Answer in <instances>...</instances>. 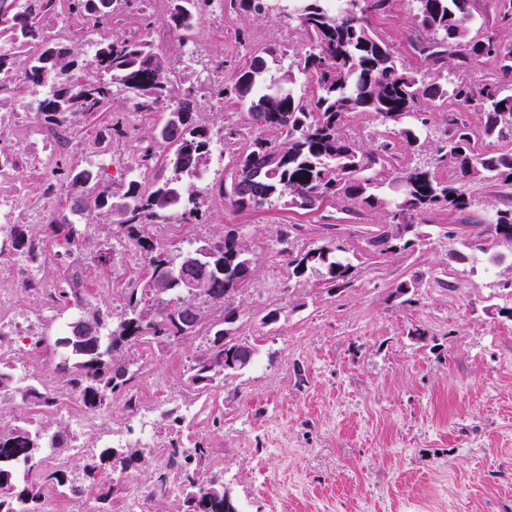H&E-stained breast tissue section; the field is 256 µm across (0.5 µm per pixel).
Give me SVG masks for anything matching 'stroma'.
<instances>
[{"instance_id":"35a3bbf8","label":"stroma","mask_w":512,"mask_h":512,"mask_svg":"<svg viewBox=\"0 0 512 512\" xmlns=\"http://www.w3.org/2000/svg\"><path fill=\"white\" fill-rule=\"evenodd\" d=\"M291 5L292 0H271L261 15L206 6L186 40L167 24L172 0H144L143 10L154 20L150 29L117 18L109 32H146L167 55L186 42L178 75L192 89L197 112L213 131L244 129L246 107L218 100L212 87L272 47L281 54L269 61L265 77L283 76L307 44L303 31L283 15ZM414 9L413 0H393L390 10L370 20L420 77L440 84L461 79L477 89L502 80L491 59L463 69L453 59L425 63L415 46L427 34ZM37 99V89L27 85L0 106V130L17 141L23 158L18 179L32 197L42 196V178L55 163L48 152L32 151L23 135L41 127L29 109ZM119 119L138 146L149 144L155 116L128 111L119 93L108 112L69 127L67 160L87 165L104 153L105 178H127L135 157L124 139L112 135ZM234 162L233 147H225L223 162L210 164L209 179L197 184L207 201L206 217L191 230L199 240L238 231L252 251L253 282L235 329L258 344L262 362L201 391L185 371L202 353V337L133 348L136 391L149 397L159 379L170 382L173 410L153 416L155 426L189 447L208 449L204 475L223 479L239 512H512V318L504 314L512 307V260H476L465 246L495 211L512 208V186L469 182L470 208L434 210L416 226L413 247L380 254L369 241L388 229L387 210L330 199L313 211L275 205L241 212L213 191L229 179ZM80 231L79 254L50 272L61 276L110 246L106 264L85 284V306L120 313L128 289L139 287L144 266L137 256L114 249L122 237L117 225L91 213ZM282 231L295 251L336 241L354 266L348 287L327 292L317 272L289 277L285 256L271 245ZM411 280L415 289L396 295V287ZM24 304L42 312L43 343H20L21 364L31 373L51 374L63 386L50 353L59 308L37 295ZM272 309L280 315L269 330L261 319ZM185 406L204 413L192 422L176 419L174 409ZM0 412L15 423L33 421L48 434L64 432L68 446L88 444L96 454L103 445L123 444L131 421L118 394L102 411L107 431L99 444L69 420L29 402H1ZM139 451L138 467L92 484L90 512L102 504L120 512L129 484L152 485L155 451L145 444Z\"/></svg>"}]
</instances>
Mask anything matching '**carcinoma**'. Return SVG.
<instances>
[{"label": "carcinoma", "instance_id": "carcinoma-1", "mask_svg": "<svg viewBox=\"0 0 512 512\" xmlns=\"http://www.w3.org/2000/svg\"><path fill=\"white\" fill-rule=\"evenodd\" d=\"M112 13L103 18L96 14L94 0H66L67 13L77 19L91 17L95 27H103L129 7L128 0H111ZM170 23L187 26L199 0H173ZM297 5L286 14L296 23L308 43L297 54L296 66L314 83V94L297 97L285 84L293 83L292 74L280 82L262 87L267 60L257 55L250 64L234 74L231 84L216 87V95L228 94L248 105L253 124L277 131L274 139L249 138L246 148L236 156L229 200L239 211H255L276 202L291 203L295 208L313 210L326 199L343 197L370 207H384L387 202L378 193L382 182L363 172L375 166L389 173L388 186L406 181L396 191L391 220L394 234H385L371 245L388 246L391 240L414 245L407 238L413 232L414 219H423L431 211L450 205L464 209L472 204L465 182L475 178L512 180V87L490 83L475 90L463 81L447 89L419 80L403 59L374 33L368 14L386 11L392 0H347L350 9L339 14L327 8V0H295ZM419 26L432 38L417 47L424 60L437 64L450 57L464 68L470 62L493 57L499 69L512 73V44L503 46L492 37L477 40L471 36L474 18L469 0H414ZM56 0H0V100L10 95L15 67L23 65L26 84L44 89L37 101L38 115L44 123L69 127L78 120L95 117L110 108L114 90L126 94L132 112L160 114L152 132L154 145L140 152L138 170L150 173L144 185L131 178L114 184L103 181L90 169H78L66 162L47 174L46 191L59 186L75 187L79 195L67 196L69 206L50 220L46 233L63 247L79 246V230L86 214L95 212L106 224L124 229L125 242L137 247L145 257V275L141 287L126 296L123 311L116 320L98 311H86L83 318L97 325L98 335L83 339L72 322L68 335L55 340L63 347V358L56 364L66 378V385L77 387V397L85 409L104 408L112 394L126 391L127 382L112 383V364L129 349L140 344H154L153 325L138 310L147 294L146 286L162 280L166 288L160 294L164 302L174 300L194 310L196 324L185 333L195 337L204 333L206 349L190 368L191 384L206 387L217 379L213 368L229 354L220 333L232 329L237 308L224 305L220 298L229 288L245 295L250 285L242 283L239 271L248 246L235 235L226 234L210 243L203 253L193 248L173 251L155 239L148 225L160 219H175L195 224L205 212L202 196L181 181L184 175H196L208 159L212 135L210 128L196 117L192 90L174 97L173 68L167 56L136 34L107 36L93 45L90 53L75 44L44 38L42 20L53 12ZM360 8L355 12L354 8ZM453 102L483 117L484 134L505 147L491 157L482 151L461 119L449 122L454 132L448 144L436 147L428 167L388 170L384 164L394 158L393 142L386 141L377 150H363L348 140L344 124L352 113L364 112L380 121L400 147L413 153L426 147V141L413 129L402 126L412 115L424 126L421 107L432 103ZM169 169L171 176L156 172ZM454 169L450 179L438 170ZM12 251L25 258H36L41 246L29 235L26 224L11 228ZM342 248L333 241L288 254L289 276L322 272L331 289L349 283L354 265L338 256ZM64 308L82 307V289L65 285L59 291ZM223 311L220 325L207 320L208 310ZM20 396L39 405L44 395L36 386H12V377L0 367V400ZM64 445L61 435L51 436L27 425L15 424L0 429V474L13 472L17 458L32 461L33 475L12 491L0 490V512H40L38 503L44 491H57L74 484L64 469L43 466L47 441ZM185 490L197 492L203 486L201 470L183 469ZM183 512H231L224 496H186Z\"/></svg>", "mask_w": 512, "mask_h": 512}]
</instances>
